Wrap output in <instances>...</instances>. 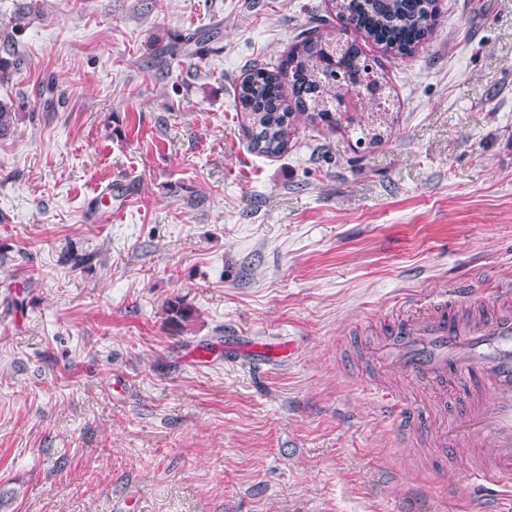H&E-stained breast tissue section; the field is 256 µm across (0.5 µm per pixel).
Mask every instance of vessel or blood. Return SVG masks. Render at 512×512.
I'll list each match as a JSON object with an SVG mask.
<instances>
[{"label": "vessel or blood", "instance_id": "obj_1", "mask_svg": "<svg viewBox=\"0 0 512 512\" xmlns=\"http://www.w3.org/2000/svg\"><path fill=\"white\" fill-rule=\"evenodd\" d=\"M460 289L431 299L414 313L394 321L383 337L379 363L397 378H444L448 371L466 376L488 398L459 406L455 418L439 424L436 440L454 443L491 436L490 463L476 461L467 470L471 483L512 493V299L497 302L488 318L465 317Z\"/></svg>", "mask_w": 512, "mask_h": 512}]
</instances>
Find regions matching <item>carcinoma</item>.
Returning a JSON list of instances; mask_svg holds the SVG:
<instances>
[{
  "label": "carcinoma",
  "instance_id": "obj_1",
  "mask_svg": "<svg viewBox=\"0 0 512 512\" xmlns=\"http://www.w3.org/2000/svg\"><path fill=\"white\" fill-rule=\"evenodd\" d=\"M338 20L335 39L316 28L305 29L276 67H255L235 91V105L250 117L251 149L280 155L296 123L304 116L319 118L339 130L359 133L357 144L381 141L376 129L347 121L337 103L359 91L373 102L376 119L392 106L387 83L377 63L363 55L361 43L379 46L392 57L414 55L433 33L435 0H333ZM0 78L21 65L8 41L0 45Z\"/></svg>",
  "mask_w": 512,
  "mask_h": 512
}]
</instances>
